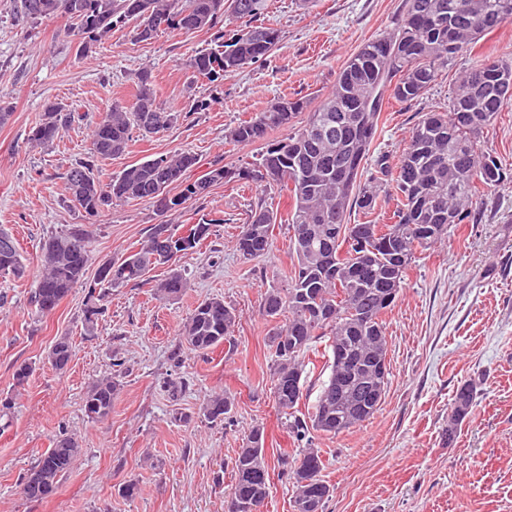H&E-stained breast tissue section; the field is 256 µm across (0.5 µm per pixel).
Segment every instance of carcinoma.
<instances>
[{"mask_svg": "<svg viewBox=\"0 0 512 512\" xmlns=\"http://www.w3.org/2000/svg\"><path fill=\"white\" fill-rule=\"evenodd\" d=\"M267 9L268 0H14L13 11L21 24L66 17L64 35L77 40L81 58L112 30L131 21L139 42L168 29L210 31L218 49L195 53L186 66L208 83L220 85L225 75L265 59L278 44L279 31L260 23ZM511 20L512 0H404L395 28L366 41L347 61L332 91L313 109H308L310 99L304 96L283 99L228 130L226 138L237 145L264 143L250 167L234 172L215 165L190 180L187 172L197 158L174 152L132 165L104 184L98 162L123 154L134 134L161 135L181 118L179 112L157 107L152 74L144 68L136 74L135 101L107 106L91 130L90 156L65 172L71 202L94 221L105 208L128 200L149 201L162 212H177L226 179L286 192L295 264L285 287L267 289L262 299L263 316L276 323L271 336L274 400L288 416L289 434L298 441L313 431L333 436L347 432L370 419L378 405L350 416L347 424L338 423L336 379L341 365L329 362L328 379L306 416L292 413L303 398L304 386L290 392L288 381L303 377L307 353L323 338L333 354L342 347L355 357L387 353L382 317L398 298L417 253L432 247L453 225L476 223L480 188L495 187L512 177L481 145L485 130L512 99V58H487L475 64L452 91L448 110L423 114L397 161L392 164L388 156L379 155L367 176L365 162L385 100H418L449 59ZM304 111L307 116L301 120ZM78 118L74 107L49 102L29 142L47 145ZM276 128L286 130V136L266 140L268 131ZM382 188L398 201L393 222L349 223L351 209L365 214L374 209ZM222 223L223 219L212 218L182 233L168 224H156L125 257L101 263L88 286L85 329L94 330L107 290L150 283L154 267L194 253L210 237L212 226ZM278 223H282L278 212L267 205L252 207L236 240L239 254L247 260L266 254ZM91 261L90 234L81 224L45 241L42 270L31 297L36 313H51L84 283ZM25 272L15 238L0 228V273L21 278ZM186 287V277L177 270L152 284L155 295L166 299L178 297ZM237 319L236 309L224 300L206 299L186 317L181 344L206 354L231 340ZM73 353L70 338L60 336L48 359L64 371ZM373 381L374 375L360 368L348 376L347 388L359 392ZM116 393L112 379L98 381L85 395L86 415L96 421L107 419ZM475 397V386L469 382L457 389L448 441H453ZM234 406L232 395L219 393L207 402L204 415L213 422L229 420ZM80 453L74 437H57L24 477L23 495L31 501L53 495ZM280 461L293 479V512H324L327 499L310 493L307 484L314 476L324 495L330 494V486L321 478L319 450L285 453ZM232 471L228 496L238 501V512L264 505L270 476L263 429L256 427L245 436Z\"/></svg>", "mask_w": 512, "mask_h": 512, "instance_id": "carcinoma-1", "label": "carcinoma"}]
</instances>
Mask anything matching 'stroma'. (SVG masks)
Wrapping results in <instances>:
<instances>
[{"mask_svg":"<svg viewBox=\"0 0 512 512\" xmlns=\"http://www.w3.org/2000/svg\"><path fill=\"white\" fill-rule=\"evenodd\" d=\"M402 10L403 0H316L307 10L297 0H269L263 22L279 30L277 47L216 89L185 65L211 48L209 32L167 30L139 42L128 25L81 59L63 35L66 18L20 25L13 0H0V102L11 108L0 123V226L13 234L27 267L23 278L0 276V400L11 402L0 413V512H224L233 458L255 427L265 432L270 472L263 512H293L292 484L278 459L299 447L274 402L273 325L262 315L266 289L280 285L293 261L288 226L276 225L265 256L248 261L236 249L252 205L286 214L277 189L233 180L178 213L160 214L140 200L101 213L88 224L90 280L97 264L125 256L153 225L178 230L203 218L216 225L200 252L153 269L157 279L184 270L181 295L162 300L142 284L112 289L89 335L84 287L49 315L37 316L31 306L41 245L85 222L63 174L87 158L89 133L106 105L134 100L142 68L153 73L157 103L182 117L164 135L134 136L125 153L100 162L101 178L185 150L198 158L189 172L196 179L215 164L249 166L260 144L231 143L227 129L281 98L318 103L345 62L365 41L392 31ZM487 56L512 58V21L449 61L422 98L390 103L372 154L397 158L422 113L446 110L460 76ZM203 97L209 110L191 111ZM50 101L75 107L81 119L53 143L32 145L28 135ZM480 209L478 223L450 228L420 254L384 315L389 381L378 410L349 432L316 437L331 490L325 512H512V180L483 192ZM213 297L239 314L232 341L205 355L189 353L179 329ZM60 336L75 346L63 372L48 361ZM24 363L33 372L20 387L14 373ZM107 377L118 386L112 413L95 421L85 414L84 397ZM466 382L475 383L477 397L450 441L448 417ZM223 391L234 395L236 408L230 421L215 423L203 408ZM63 434L81 447L73 469L55 494L27 500L24 476ZM130 481L138 493L127 499L119 489Z\"/></svg>","mask_w":512,"mask_h":512,"instance_id":"35a3bbf8","label":"stroma"}]
</instances>
